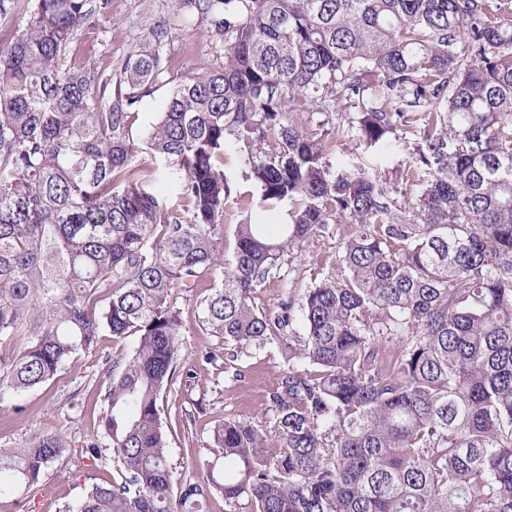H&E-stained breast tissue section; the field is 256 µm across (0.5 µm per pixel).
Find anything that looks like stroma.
Instances as JSON below:
<instances>
[{
  "label": "stroma",
  "mask_w": 512,
  "mask_h": 512,
  "mask_svg": "<svg viewBox=\"0 0 512 512\" xmlns=\"http://www.w3.org/2000/svg\"><path fill=\"white\" fill-rule=\"evenodd\" d=\"M166 10L167 0H110L99 27L80 35L76 62L101 66L120 63L146 35L150 20ZM172 55L174 66L208 68L212 55L204 26L177 39ZM425 149L419 131L405 129L371 147L344 138L335 151L324 156L323 162L334 175L360 170L375 173L395 185L394 198L404 207L412 205L429 178L428 167L420 163ZM136 162L147 170L145 189L164 205H177L181 190L171 177L167 162L146 152L138 155ZM410 169L418 170L419 181L402 180V173ZM223 170L232 195L226 205L221 267L232 258L234 229L241 211L259 196L249 177L246 152L226 150ZM349 230L348 221L331 224L301 249L286 250L278 277L256 288L255 308H273L289 290H301L328 273H340L339 244ZM222 279L220 268L191 296L177 299L183 317L181 351L175 376L164 387L159 405L168 434L169 460L178 479L189 476L204 481L212 463L222 456L221 449L214 445L213 432L225 420H243L270 431L276 417L271 395L288 370L285 348L275 340L249 349L229 366L201 360V352L222 349L224 343L199 324L196 302L208 288L220 285ZM137 341L134 335L119 337L100 331L94 347L72 355L54 378L21 398L0 403V451L22 447L35 435L44 433L60 435L68 443L66 452L51 464L41 483L0 495V512H64L93 487L120 481L121 472L103 419L112 386V362L129 355ZM92 442L98 444V454H91L88 445Z\"/></svg>",
  "instance_id": "35a3bbf8"
}]
</instances>
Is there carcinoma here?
<instances>
[{
    "label": "carcinoma",
    "mask_w": 512,
    "mask_h": 512,
    "mask_svg": "<svg viewBox=\"0 0 512 512\" xmlns=\"http://www.w3.org/2000/svg\"><path fill=\"white\" fill-rule=\"evenodd\" d=\"M107 2L36 0L13 31L0 0V338L26 339L0 363V400L102 329L138 337L112 362L105 419L123 480L66 512H207L213 491L250 512H512V0H168L116 73L73 61ZM195 19L213 65L175 75L170 45ZM160 83L166 106L139 142L136 108ZM309 102L353 110L348 127L294 124ZM410 127L434 172L408 209L378 177L323 165L349 133L372 146ZM229 145L248 155L256 205L286 203L288 221L236 225L198 319L240 351L288 348L271 394L280 448L226 420L222 471L176 494L159 397L177 295L223 248ZM145 150L169 161L180 207L144 190ZM343 218L344 273L304 290L305 334L289 336L294 298L260 311L255 289ZM65 448L40 434L1 452L0 493L41 482Z\"/></svg>",
    "instance_id": "cac0c4a2"
}]
</instances>
